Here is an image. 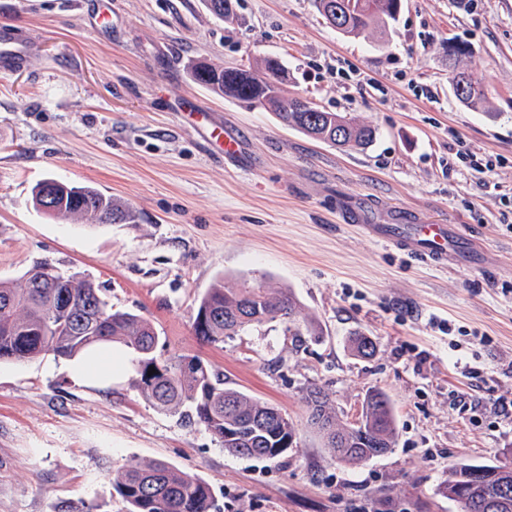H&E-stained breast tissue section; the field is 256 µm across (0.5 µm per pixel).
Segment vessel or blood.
Instances as JSON below:
<instances>
[{
    "instance_id": "vessel-or-blood-1",
    "label": "vessel or blood",
    "mask_w": 512,
    "mask_h": 512,
    "mask_svg": "<svg viewBox=\"0 0 512 512\" xmlns=\"http://www.w3.org/2000/svg\"><path fill=\"white\" fill-rule=\"evenodd\" d=\"M33 45L15 40L7 28H0V64L21 67L33 53ZM366 233L395 250L445 267L460 261L464 249L454 230L445 224H368Z\"/></svg>"
}]
</instances>
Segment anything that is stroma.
<instances>
[{"instance_id": "obj_1", "label": "stroma", "mask_w": 512, "mask_h": 512, "mask_svg": "<svg viewBox=\"0 0 512 512\" xmlns=\"http://www.w3.org/2000/svg\"><path fill=\"white\" fill-rule=\"evenodd\" d=\"M0 0V26L34 44L0 68V278L47 264L149 318L161 354H197L226 386L277 406L297 446L277 460L228 454L205 427L154 409L135 367L103 384L43 353L0 363V512H128L112 477L162 460L207 482L221 512H459L436 484L462 462L512 463V0H403L384 35L348 37L312 0ZM486 86L460 103L448 46ZM288 69L283 91L376 130L341 150L273 113L218 96L197 65ZM233 125L236 158L181 105ZM497 160L460 163L456 151ZM90 186L133 224L34 208L40 181ZM453 224L472 260L438 268L357 225ZM291 289L318 335L276 320L214 348L192 332L216 281ZM373 357L354 356L352 334ZM352 421L366 390L390 398L392 451L341 464L308 425L307 387ZM458 45L459 46L452 47V52H448V71L450 79L452 81L455 96L458 100L467 106L474 107L486 98V87H484L482 82L477 79L479 82L477 90H473L469 87L468 91L463 90V92L460 93L459 83L462 81V77L465 75H472L465 71H461L458 68V58L466 55L469 51L465 45Z\"/></svg>"}]
</instances>
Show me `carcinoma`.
Instances as JSON below:
<instances>
[{"label":"carcinoma","mask_w":512,"mask_h":512,"mask_svg":"<svg viewBox=\"0 0 512 512\" xmlns=\"http://www.w3.org/2000/svg\"><path fill=\"white\" fill-rule=\"evenodd\" d=\"M344 35L360 36L376 25L396 20L401 0H340ZM468 53L464 45L448 53V71L458 100L474 107L486 98V87L459 91L467 72L458 58ZM288 74L276 58L263 60L250 72L220 66H200L196 79L218 96H227L252 108L273 113L278 121L307 136L337 147L364 149L375 131L337 112H287L277 73ZM36 209L63 220L80 219L91 224H132V207L90 186H75L47 178L32 193ZM298 301L288 288L271 290L263 284L228 287L220 280L199 300L191 329L207 345L277 319L300 325ZM117 343L137 355L136 385L154 407L202 424L224 451L247 459H276L288 454L287 441L296 436L288 416L276 406L231 387L198 355L162 359L155 354L158 333L152 322L129 310H114L102 290L73 275L55 274L39 281L27 271L21 281L0 280V361H22L52 352L72 358L80 353ZM155 370L153 375L148 371ZM308 424L326 439L334 457L359 464L380 457L394 447L396 427L385 394L369 391L361 414L350 423L340 421L329 395L314 387L306 392ZM488 464L460 463L437 485V492L455 502L460 512H489L496 498L512 503V465L492 468L500 476L477 472ZM128 512H212L213 489L198 477L162 461H131L118 471L113 482Z\"/></svg>","instance_id":"1"}]
</instances>
